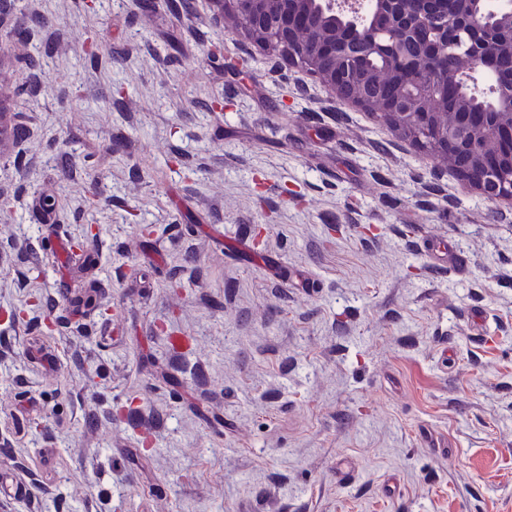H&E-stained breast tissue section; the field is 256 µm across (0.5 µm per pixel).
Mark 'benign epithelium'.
Returning a JSON list of instances; mask_svg holds the SVG:
<instances>
[{
  "label": "benign epithelium",
  "instance_id": "obj_1",
  "mask_svg": "<svg viewBox=\"0 0 512 512\" xmlns=\"http://www.w3.org/2000/svg\"><path fill=\"white\" fill-rule=\"evenodd\" d=\"M439 0H226L234 13L236 28L255 38L263 49L275 48L295 63L309 62V73L318 78L339 100L356 106L366 99L355 77L372 52L388 50L372 36L375 17H389L392 41L404 44L422 28L436 26L433 41L424 49L421 63L399 85L395 95L381 104L379 111L402 128L421 126L441 153L474 155L484 143L511 141L512 128L500 119L512 117V76L493 87L487 112H453L448 126L438 124L435 112L422 103L435 87H448V76L435 67V58L448 48V16L436 9ZM471 15L457 20L470 23L492 11L490 0H466ZM339 18L349 27V35L336 40V28L316 24L318 18ZM498 46L496 31L490 29L483 41L471 47L476 56L473 73L487 71ZM509 166L499 156H482L479 164L457 170V175L478 189L487 199H512V152Z\"/></svg>",
  "mask_w": 512,
  "mask_h": 512
}]
</instances>
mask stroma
<instances>
[{"label": "stroma", "instance_id": "stroma-1", "mask_svg": "<svg viewBox=\"0 0 512 512\" xmlns=\"http://www.w3.org/2000/svg\"><path fill=\"white\" fill-rule=\"evenodd\" d=\"M26 16L0 56L25 129L0 144V503L512 512V202L213 0H19L0 40Z\"/></svg>", "mask_w": 512, "mask_h": 512}]
</instances>
